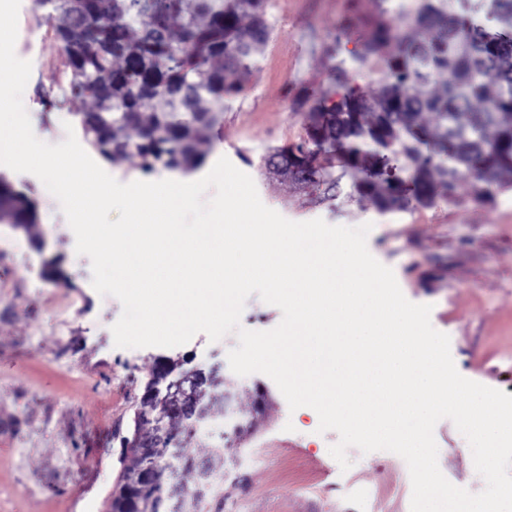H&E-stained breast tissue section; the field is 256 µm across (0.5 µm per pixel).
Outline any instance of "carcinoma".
Wrapping results in <instances>:
<instances>
[{"label": "carcinoma", "mask_w": 512, "mask_h": 512, "mask_svg": "<svg viewBox=\"0 0 512 512\" xmlns=\"http://www.w3.org/2000/svg\"><path fill=\"white\" fill-rule=\"evenodd\" d=\"M412 0L387 9L365 28L348 22L360 51L353 70L338 64L328 87L305 114V135L290 149L272 150L264 165L296 171L310 192L336 199L343 178L382 210L427 205L455 196L467 180L479 203L491 200L512 175V0H479L495 28L484 26L469 0ZM51 6V11L39 10ZM37 21L68 46L63 74L73 99L91 106L77 114L84 137L106 161L131 156L150 172H192L207 155L209 132L220 122L224 97L240 90L239 76L267 43L265 0H33ZM396 53H390L391 47ZM386 60L378 87L351 85L352 73ZM435 118L430 129L426 114ZM0 224L37 238L33 202L0 176ZM145 387L127 443L148 446L170 460L144 494L152 512H224V480L216 462L227 443L206 457L190 454L197 415L224 410V380L195 374L168 398ZM267 405L253 389L244 417L253 422ZM168 441L159 445L161 435ZM118 491L134 496L146 458L132 456ZM208 490L197 494L203 482Z\"/></svg>", "instance_id": "carcinoma-1"}]
</instances>
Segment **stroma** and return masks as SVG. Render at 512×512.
Instances as JSON below:
<instances>
[{
	"label": "stroma",
	"instance_id": "35a3bbf8",
	"mask_svg": "<svg viewBox=\"0 0 512 512\" xmlns=\"http://www.w3.org/2000/svg\"><path fill=\"white\" fill-rule=\"evenodd\" d=\"M380 0H268L269 41L224 100V118L209 136L208 157H227L253 179L262 202L283 217L331 225L371 224L370 253L390 267L405 297L432 307L433 327L449 335L459 373L512 395V184L490 201L460 183L454 198L408 211L383 212L343 178L336 200L323 201L288 182L266 178L264 157L298 144L303 100L328 85L333 61H350L355 41L346 21L378 15ZM32 0H21L16 55L32 71L23 93L34 134L56 144L75 123L83 101L64 97L62 56L48 25L37 24ZM339 39L335 60L323 54ZM38 212L40 244L0 224V498L8 512H109V499L129 459L123 438L135 405L168 357L186 367L218 370L248 408L254 387L271 396L258 431L224 457V512H361L354 491L376 492L374 512H409L405 461L388 451L351 447L348 470L330 455L336 431L319 432L309 408L290 410L271 378L234 374L227 354L235 335L210 341L200 333L185 345L116 347L111 327L122 306L91 285L88 257L59 202L32 174L7 171ZM53 261L61 280L47 279ZM438 464L455 486L481 492L466 438L451 420L434 430Z\"/></svg>",
	"mask_w": 512,
	"mask_h": 512
}]
</instances>
